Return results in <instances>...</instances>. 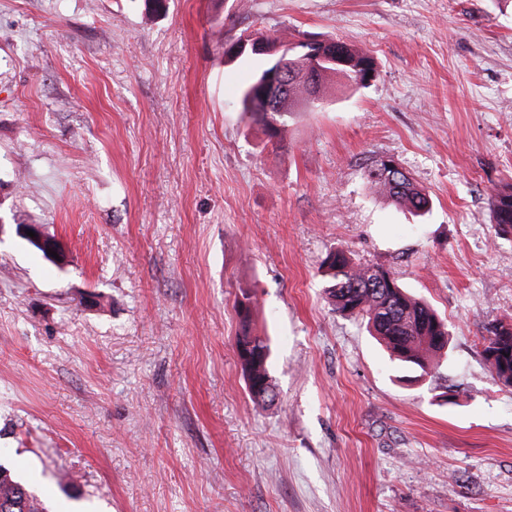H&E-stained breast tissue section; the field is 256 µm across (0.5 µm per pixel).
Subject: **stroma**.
<instances>
[{"label": "stroma", "instance_id": "35a3bbf8", "mask_svg": "<svg viewBox=\"0 0 512 512\" xmlns=\"http://www.w3.org/2000/svg\"><path fill=\"white\" fill-rule=\"evenodd\" d=\"M246 30L344 41L374 77L272 146L240 104L265 57L224 61ZM384 157L429 213L370 189ZM510 179L512 0H0V465L49 512H512V387L482 354L512 319ZM332 249L445 319L429 374L334 311ZM490 201L496 234L512 235V183L492 188ZM26 231H33L36 234V237L28 236L26 234ZM16 233L18 236H24V237L34 241L35 243L39 244L41 247H43L47 251L49 258L52 260H57V259L55 258V256H50V251H55V252H57L58 255H60L61 250L59 249V247L55 244V242L53 240H50V239H54V238H51L48 236V238H49L48 239L38 225H36V224L17 225ZM25 241L28 242L31 246H33L35 249H37L39 252H41L43 254L40 246H38L35 243H32L29 240H25ZM43 256H44V254H43ZM240 321L236 334V353L246 377L249 396L257 405L276 400L272 379L268 370L269 348L266 339L256 334L252 327V295L242 291L233 305Z\"/></svg>", "mask_w": 512, "mask_h": 512}]
</instances>
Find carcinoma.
<instances>
[{
    "mask_svg": "<svg viewBox=\"0 0 512 512\" xmlns=\"http://www.w3.org/2000/svg\"><path fill=\"white\" fill-rule=\"evenodd\" d=\"M319 50L323 63L316 70L308 66L302 44L288 46L291 60L288 93L278 101L283 111L266 112L248 90L242 91V112L262 126L269 141H281L288 119L300 103L327 89L337 79L351 87L361 86L366 71L373 70L372 57L345 42L321 41ZM339 53L344 55L345 64L330 63V57ZM365 179L372 189L403 208L421 212L429 207L426 190L418 187L403 170L390 172L381 159L366 169ZM490 201L496 234L512 235V183L492 188ZM322 268L327 279L325 292L336 309L365 319L393 359L425 372L429 359L447 346L448 327L444 320L430 305L408 296L388 270L356 265L340 250L329 252ZM252 307L249 292L243 291L235 298L234 309L240 321L235 346L249 396L255 404L266 405L274 402L277 394L268 370L267 341L252 327ZM483 355L503 385L512 387V323L497 321L487 328ZM0 512H45L41 500L1 466Z\"/></svg>",
    "mask_w": 512,
    "mask_h": 512,
    "instance_id": "obj_1",
    "label": "carcinoma"
}]
</instances>
